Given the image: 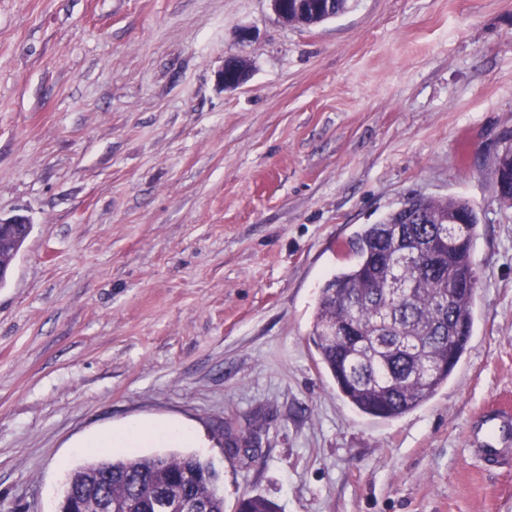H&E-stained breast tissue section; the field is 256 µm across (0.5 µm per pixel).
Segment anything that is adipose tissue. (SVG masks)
I'll list each match as a JSON object with an SVG mask.
<instances>
[{
    "mask_svg": "<svg viewBox=\"0 0 512 512\" xmlns=\"http://www.w3.org/2000/svg\"><path fill=\"white\" fill-rule=\"evenodd\" d=\"M153 443L164 446L192 444L202 447L199 433L178 422L158 423L144 418L130 419L117 427L102 429L78 442L79 452L105 448H140Z\"/></svg>",
    "mask_w": 512,
    "mask_h": 512,
    "instance_id": "adipose-tissue-1",
    "label": "adipose tissue"
}]
</instances>
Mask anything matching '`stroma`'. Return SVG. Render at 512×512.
I'll use <instances>...</instances> for the list:
<instances>
[{
  "instance_id": "1",
  "label": "stroma",
  "mask_w": 512,
  "mask_h": 512,
  "mask_svg": "<svg viewBox=\"0 0 512 512\" xmlns=\"http://www.w3.org/2000/svg\"><path fill=\"white\" fill-rule=\"evenodd\" d=\"M231 54L252 72L226 91ZM507 135L512 0L313 26L269 0H0V216L32 226L0 287V512H56L74 443L134 417L204 435L226 512H512V466L467 436L512 402ZM412 192L478 213L473 333L384 421L310 337L348 240ZM288 1H294L296 4L295 8H292ZM303 1L304 0H270L275 15L283 23L289 25H304L303 7L301 6Z\"/></svg>"
}]
</instances>
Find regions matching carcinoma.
<instances>
[{
	"mask_svg": "<svg viewBox=\"0 0 512 512\" xmlns=\"http://www.w3.org/2000/svg\"><path fill=\"white\" fill-rule=\"evenodd\" d=\"M349 0H307L308 24L321 23L348 8ZM493 175L512 192V145L506 147ZM404 204L417 220L405 225L406 246L418 248L438 235L437 221L453 210L467 223L465 238L448 252V261L419 271L394 264L382 281L369 277L373 254L384 248V235L397 222L393 209L374 224H364L348 244V262L328 278L320 291L311 340L320 363L339 393L361 413L397 419L431 400L448 384L472 335V301L478 274L472 252L479 218L462 197L412 194ZM22 243L0 233V268L7 271ZM354 324L355 339L333 336L335 325ZM211 463L194 454L120 457L91 460L69 477L60 512H99L112 501L116 512H167L166 505L184 498L190 512H224V496ZM237 512H274L267 499H241Z\"/></svg>",
	"mask_w": 512,
	"mask_h": 512,
	"instance_id": "cac0c4a2",
	"label": "carcinoma"
}]
</instances>
